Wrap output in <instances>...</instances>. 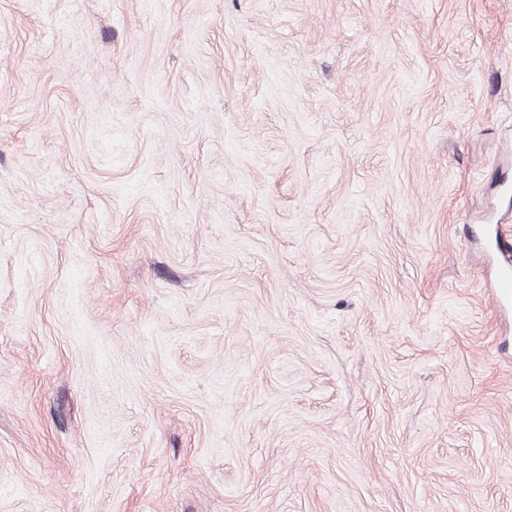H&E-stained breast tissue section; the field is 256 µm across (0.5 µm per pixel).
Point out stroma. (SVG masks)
<instances>
[{"label": "stroma", "instance_id": "stroma-1", "mask_svg": "<svg viewBox=\"0 0 512 512\" xmlns=\"http://www.w3.org/2000/svg\"><path fill=\"white\" fill-rule=\"evenodd\" d=\"M512 0H0V512H512Z\"/></svg>", "mask_w": 512, "mask_h": 512}]
</instances>
